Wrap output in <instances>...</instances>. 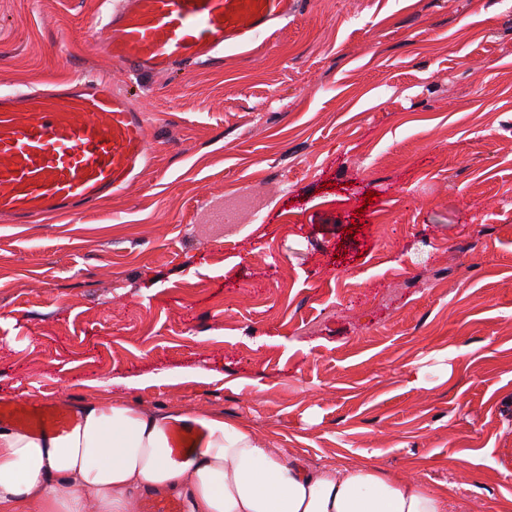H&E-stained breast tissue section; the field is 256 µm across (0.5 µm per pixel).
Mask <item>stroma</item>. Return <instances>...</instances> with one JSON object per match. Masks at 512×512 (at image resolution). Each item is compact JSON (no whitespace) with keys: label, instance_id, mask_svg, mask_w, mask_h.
Wrapping results in <instances>:
<instances>
[{"label":"stroma","instance_id":"1","mask_svg":"<svg viewBox=\"0 0 512 512\" xmlns=\"http://www.w3.org/2000/svg\"><path fill=\"white\" fill-rule=\"evenodd\" d=\"M100 2L0 0V94L105 76L153 144L0 224V402L216 412L512 512V0H302L163 77L113 66Z\"/></svg>","mask_w":512,"mask_h":512}]
</instances>
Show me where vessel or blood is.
Returning <instances> with one entry per match:
<instances>
[{"label":"vessel or blood","instance_id":"obj_1","mask_svg":"<svg viewBox=\"0 0 512 512\" xmlns=\"http://www.w3.org/2000/svg\"><path fill=\"white\" fill-rule=\"evenodd\" d=\"M301 0H120L101 26L113 65L163 76L216 61L277 33ZM147 122L110 79L0 94V220L28 224L95 207L150 161ZM0 421L67 435L75 419L56 401L0 403Z\"/></svg>","mask_w":512,"mask_h":512}]
</instances>
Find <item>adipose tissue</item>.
<instances>
[{
  "instance_id": "adipose-tissue-1",
  "label": "adipose tissue",
  "mask_w": 512,
  "mask_h": 512,
  "mask_svg": "<svg viewBox=\"0 0 512 512\" xmlns=\"http://www.w3.org/2000/svg\"><path fill=\"white\" fill-rule=\"evenodd\" d=\"M73 411L63 438L0 429V512H134L143 492L183 495L188 512H448L425 485L369 466H310L220 414L109 399ZM190 423L204 439L177 453L170 433Z\"/></svg>"
}]
</instances>
